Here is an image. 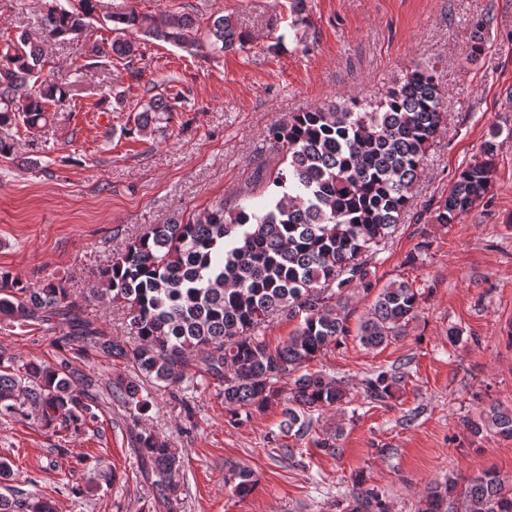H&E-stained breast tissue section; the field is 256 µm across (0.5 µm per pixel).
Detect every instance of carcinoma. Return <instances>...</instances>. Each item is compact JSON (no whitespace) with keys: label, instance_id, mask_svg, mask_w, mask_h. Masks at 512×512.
Segmentation results:
<instances>
[{"label":"carcinoma","instance_id":"cac0c4a2","mask_svg":"<svg viewBox=\"0 0 512 512\" xmlns=\"http://www.w3.org/2000/svg\"><path fill=\"white\" fill-rule=\"evenodd\" d=\"M100 8L101 0L48 4L37 31L49 39L78 38ZM104 18L115 37L92 48L95 58L136 57L138 46L125 39L130 29L188 51L203 42L218 53L247 44L229 16L213 19L204 31L188 12L153 16L131 9ZM47 66L40 42L27 30L0 40V158L15 152L13 128L37 133L50 121L51 106L69 98L68 86L45 76ZM442 100L434 69L416 65L379 102L348 98L295 112L271 128L269 143L288 163L273 177L258 175L280 189L272 200L251 210H229L221 202L187 222L152 224L113 255L92 296L127 311L133 331L128 340L100 335L65 280L48 277L31 287L0 272L1 325H46L60 334L55 344L73 346L78 355L102 353L132 364L136 372L102 388L67 359L32 360L15 369L0 349V417L28 412L44 428L59 425L76 433L104 396L129 414L148 411L145 380L171 394L182 392L185 383L196 389L213 384L237 417L281 399L278 383L292 376L288 398L281 399L280 430L304 437L308 413L342 405L348 390L341 380L302 368L350 335L347 293L375 288L364 256L410 210L411 190L443 123ZM172 111L168 97H150L137 116L136 132L152 135ZM497 138L491 134L482 145V160L458 173L433 210L437 223H455L485 198L501 147ZM419 296L408 280L380 288L359 325L360 343L378 348L398 339ZM281 314L301 322L272 349L259 331L269 317ZM408 364L373 371L363 380L364 395L380 403L393 398ZM486 429L512 438V409L493 407L470 423L475 435ZM135 448L144 475L152 478L154 512H174L182 458L151 434L136 436ZM229 483L239 497L255 485L244 470ZM457 501L464 512H512V483L493 472L450 480L429 488L418 512H455ZM0 512H54V504L35 491L10 489L0 493ZM350 512H387L382 495L361 476L353 481Z\"/></svg>","mask_w":512,"mask_h":512}]
</instances>
